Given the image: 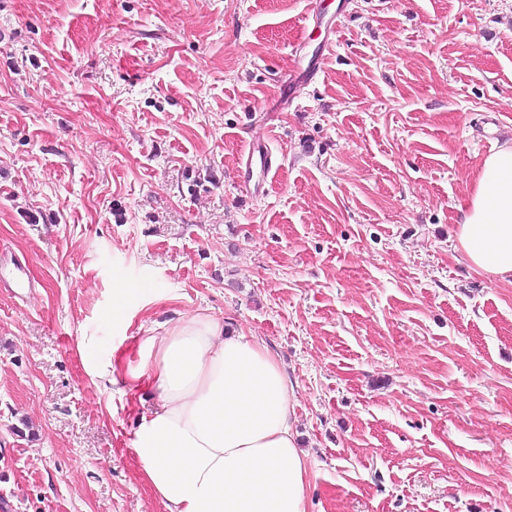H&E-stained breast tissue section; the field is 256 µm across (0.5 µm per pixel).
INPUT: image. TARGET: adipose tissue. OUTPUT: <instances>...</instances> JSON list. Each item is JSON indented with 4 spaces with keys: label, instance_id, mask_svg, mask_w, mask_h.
<instances>
[{
    "label": "adipose tissue",
    "instance_id": "ef3b65f1",
    "mask_svg": "<svg viewBox=\"0 0 512 512\" xmlns=\"http://www.w3.org/2000/svg\"><path fill=\"white\" fill-rule=\"evenodd\" d=\"M470 268L512 280V145L486 157L458 207ZM130 389L150 385L134 452L165 512H306L307 464L290 423L294 391L257 338L192 314L143 329Z\"/></svg>",
    "mask_w": 512,
    "mask_h": 512
}]
</instances>
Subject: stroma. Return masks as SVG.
<instances>
[{
	"label": "stroma",
	"mask_w": 512,
	"mask_h": 512,
	"mask_svg": "<svg viewBox=\"0 0 512 512\" xmlns=\"http://www.w3.org/2000/svg\"><path fill=\"white\" fill-rule=\"evenodd\" d=\"M317 2L0 0V512H164L157 392L79 350L123 369L196 313L283 364L307 512H512V284L456 249L512 141V0ZM310 60L305 68L297 69L288 74L285 80V86L287 92L283 93L276 102L269 107V112H280L284 109H288V106L292 104L295 97L293 96V90L302 84L309 83L318 73L320 65L316 60L314 63ZM244 167L247 170H251L253 165L259 161L261 171L263 172L265 181L268 178L276 173L278 166H275L272 156L268 154V152H264L261 150L258 144L250 146L248 151L245 153L243 157ZM87 373L92 377L94 383L102 386L116 382L114 374L116 371L113 369L112 360L101 362L91 355H86Z\"/></svg>",
	"instance_id": "35a3bbf8"
}]
</instances>
